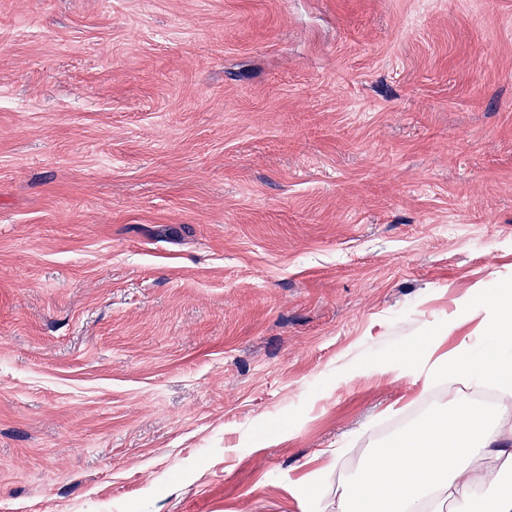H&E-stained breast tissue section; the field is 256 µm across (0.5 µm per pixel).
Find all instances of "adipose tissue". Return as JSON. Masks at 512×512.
<instances>
[{"mask_svg":"<svg viewBox=\"0 0 512 512\" xmlns=\"http://www.w3.org/2000/svg\"><path fill=\"white\" fill-rule=\"evenodd\" d=\"M463 315L482 317L491 344L436 359L426 380L447 379V403L368 453L336 512H512V416H485L467 393L476 372L512 396V289H500L489 312L469 305Z\"/></svg>","mask_w":512,"mask_h":512,"instance_id":"ef3b65f1","label":"adipose tissue"}]
</instances>
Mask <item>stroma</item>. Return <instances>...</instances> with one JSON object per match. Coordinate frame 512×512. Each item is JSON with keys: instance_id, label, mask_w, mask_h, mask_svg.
<instances>
[{"instance_id": "1", "label": "stroma", "mask_w": 512, "mask_h": 512, "mask_svg": "<svg viewBox=\"0 0 512 512\" xmlns=\"http://www.w3.org/2000/svg\"><path fill=\"white\" fill-rule=\"evenodd\" d=\"M512 282V0H0V512H336Z\"/></svg>"}]
</instances>
